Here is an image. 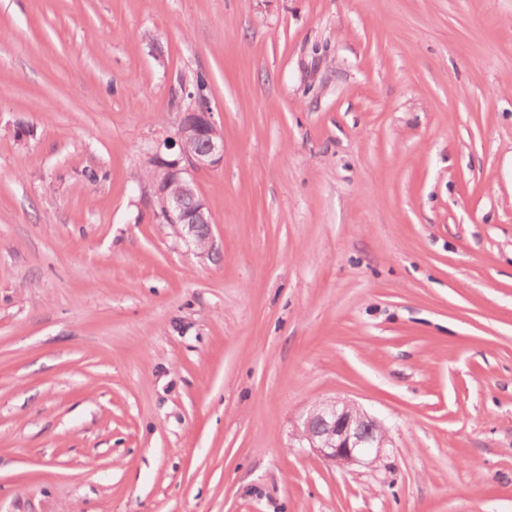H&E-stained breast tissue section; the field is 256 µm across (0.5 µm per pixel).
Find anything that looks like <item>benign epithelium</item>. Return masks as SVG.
<instances>
[{
  "label": "benign epithelium",
  "instance_id": "7a95c632",
  "mask_svg": "<svg viewBox=\"0 0 512 512\" xmlns=\"http://www.w3.org/2000/svg\"><path fill=\"white\" fill-rule=\"evenodd\" d=\"M187 141L201 142L204 147L188 154L182 150ZM149 155L156 169L165 170V178L153 180L161 217L168 224L182 225L184 236L196 242L197 226L210 223V211L201 197L193 208H183L182 196L194 193L192 172L224 164V137L209 103L195 101L179 113L175 134L154 146ZM296 437L340 467H373L390 442L383 423L346 398L315 404L298 425Z\"/></svg>",
  "mask_w": 512,
  "mask_h": 512
}]
</instances>
